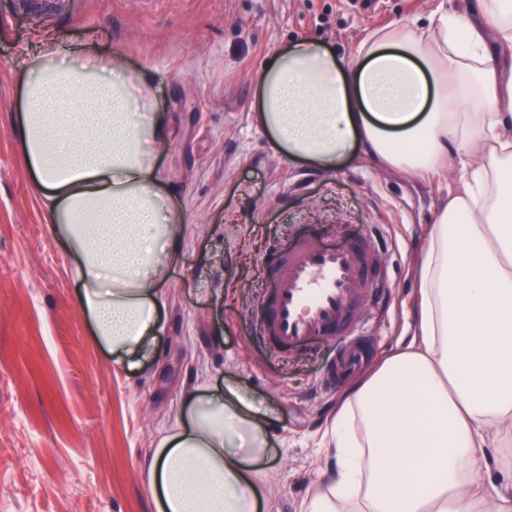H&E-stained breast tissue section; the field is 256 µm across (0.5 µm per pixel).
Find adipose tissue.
<instances>
[{
  "label": "adipose tissue",
  "mask_w": 512,
  "mask_h": 512,
  "mask_svg": "<svg viewBox=\"0 0 512 512\" xmlns=\"http://www.w3.org/2000/svg\"><path fill=\"white\" fill-rule=\"evenodd\" d=\"M153 77L120 55L30 59L22 160L70 254L91 335L141 360L184 226L160 193L168 141ZM254 120L288 157L335 167L362 146L404 173L457 170L416 258L413 340L345 392L322 433L328 478L300 512H512L483 465L512 434V0L376 30L344 63L307 41L260 72ZM269 436L234 387L200 396L145 468L156 512H258Z\"/></svg>",
  "instance_id": "ef3b65f1"
}]
</instances>
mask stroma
I'll use <instances>...</instances> for the list:
<instances>
[{"instance_id": "obj_1", "label": "stroma", "mask_w": 512, "mask_h": 512, "mask_svg": "<svg viewBox=\"0 0 512 512\" xmlns=\"http://www.w3.org/2000/svg\"><path fill=\"white\" fill-rule=\"evenodd\" d=\"M441 2L474 0H0V512H155L147 455L189 395L229 384L268 430L276 512H299L340 394L318 387L329 345L275 357L257 335L265 267L297 234L337 247L378 230L390 244L381 356L412 339V264L459 174L385 169L359 147L333 169L291 159L253 120L258 76L304 40L351 61L369 31L427 23ZM46 35L152 73L167 119L158 164L184 233L162 330L134 366L93 340L21 159L24 63Z\"/></svg>"}]
</instances>
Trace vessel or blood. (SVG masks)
<instances>
[{
  "mask_svg": "<svg viewBox=\"0 0 512 512\" xmlns=\"http://www.w3.org/2000/svg\"><path fill=\"white\" fill-rule=\"evenodd\" d=\"M384 256V249L368 236L352 238L338 248L308 236L292 240L267 271L273 296L257 312V324L272 353L297 348L314 337L334 343L336 354L320 385L326 390L340 388L367 360L365 313L388 291L375 276L384 266Z\"/></svg>",
  "mask_w": 512,
  "mask_h": 512,
  "instance_id": "vessel-or-blood-1",
  "label": "vessel or blood"
}]
</instances>
